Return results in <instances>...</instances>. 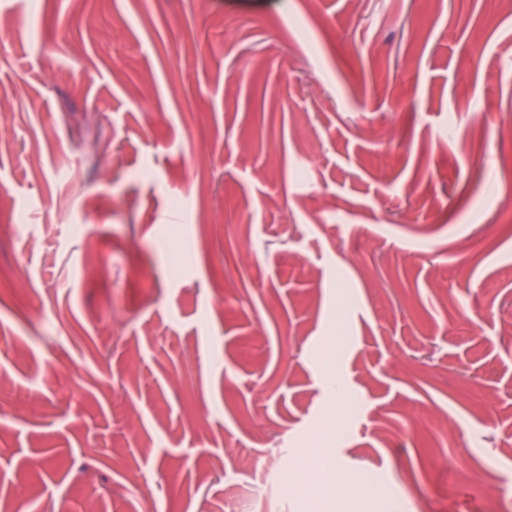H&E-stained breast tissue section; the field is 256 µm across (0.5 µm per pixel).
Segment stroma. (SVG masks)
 Returning a JSON list of instances; mask_svg holds the SVG:
<instances>
[{
	"label": "stroma",
	"mask_w": 512,
	"mask_h": 512,
	"mask_svg": "<svg viewBox=\"0 0 512 512\" xmlns=\"http://www.w3.org/2000/svg\"><path fill=\"white\" fill-rule=\"evenodd\" d=\"M0 97L1 499L512 512L505 0H0Z\"/></svg>",
	"instance_id": "obj_1"
}]
</instances>
